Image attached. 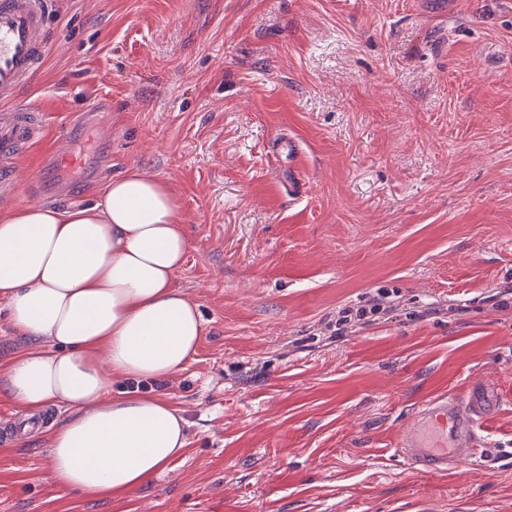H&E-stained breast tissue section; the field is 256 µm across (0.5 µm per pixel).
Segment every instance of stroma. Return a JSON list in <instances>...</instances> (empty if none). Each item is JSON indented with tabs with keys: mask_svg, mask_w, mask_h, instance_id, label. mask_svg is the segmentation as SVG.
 Listing matches in <instances>:
<instances>
[{
	"mask_svg": "<svg viewBox=\"0 0 512 512\" xmlns=\"http://www.w3.org/2000/svg\"><path fill=\"white\" fill-rule=\"evenodd\" d=\"M48 12L54 50L18 100L53 129L83 119L70 164L33 182L34 145L15 176L62 208L132 167L165 182L205 333L164 383L113 380L186 420L183 453L120 500L61 493L45 436L0 396V512H512V0ZM100 94L111 108L85 112ZM482 382L475 465L396 454L425 399Z\"/></svg>",
	"mask_w": 512,
	"mask_h": 512,
	"instance_id": "1",
	"label": "stroma"
}]
</instances>
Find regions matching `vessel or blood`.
<instances>
[{
    "label": "vessel or blood",
    "instance_id": "obj_1",
    "mask_svg": "<svg viewBox=\"0 0 512 512\" xmlns=\"http://www.w3.org/2000/svg\"><path fill=\"white\" fill-rule=\"evenodd\" d=\"M51 43L47 0H0V181L12 174L8 161L19 147L42 143L38 171L66 160L63 144L70 126L61 127L55 143H47L43 125L18 105V91L33 81ZM492 396L487 387L471 386L452 396H437L419 408L411 427L397 439V450L419 471L444 475L465 462L464 448L481 446L483 421Z\"/></svg>",
    "mask_w": 512,
    "mask_h": 512
}]
</instances>
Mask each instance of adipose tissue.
<instances>
[{
    "label": "adipose tissue",
    "instance_id": "obj_1",
    "mask_svg": "<svg viewBox=\"0 0 512 512\" xmlns=\"http://www.w3.org/2000/svg\"><path fill=\"white\" fill-rule=\"evenodd\" d=\"M177 209L166 184L133 168L92 204L0 215V304L25 342L0 389L31 416L65 405L48 456L66 494L128 495L186 445L164 396L111 390L116 378H171L204 334L174 285L189 251Z\"/></svg>",
    "mask_w": 512,
    "mask_h": 512
}]
</instances>
